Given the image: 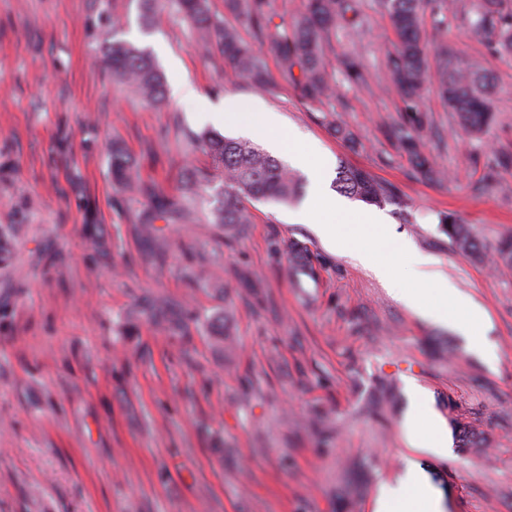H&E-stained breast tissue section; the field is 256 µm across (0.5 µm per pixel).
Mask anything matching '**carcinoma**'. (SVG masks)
Wrapping results in <instances>:
<instances>
[{"mask_svg":"<svg viewBox=\"0 0 512 512\" xmlns=\"http://www.w3.org/2000/svg\"><path fill=\"white\" fill-rule=\"evenodd\" d=\"M160 0H139L140 23L152 25ZM196 33L202 47L216 46L224 58V78L245 80L259 88H270L273 79L261 55L267 47L279 65L282 76L293 80L300 98L310 107L322 111L334 96L333 78L325 64V35L357 28L362 23L359 0H304L303 9L291 20L275 24L271 0H224V10L235 17L236 26H224V19L212 11L210 0H166ZM395 34L393 51L388 56L389 79L403 102V117L391 136L408 154L415 170L429 180L439 181V171L430 155L424 152L422 130L427 120L425 97L429 88L430 58L423 40L425 22L436 30H446L457 18V9L448 0H381ZM469 23L474 35L499 56L512 58V10L502 0H470ZM249 38H244L241 30ZM440 71L436 92L448 105L455 124L471 134H480L495 119L489 95L493 87L491 75L448 52L439 49ZM106 70L123 82L131 93L147 105L159 108L166 98L165 79L150 54L129 41H112L103 59ZM299 75H294V70ZM345 79L353 87L368 85L369 71L358 54L342 61ZM190 151L206 155L223 173L221 199L212 209L215 223L239 227L251 223L247 204L261 199L289 204L301 190V179L277 158L254 143L206 131L189 141ZM112 180L150 198V206L140 216L145 231L158 218L175 220L184 208L180 201L156 192L141 182L138 169L123 147L112 146ZM207 176L192 171L186 177L192 201L206 199ZM336 188L349 197L367 204L381 205L397 199L395 187L377 181L357 168H344L336 177ZM442 231L455 249L477 261L488 258L485 246L469 224L461 223L453 214L441 218ZM293 266H300L306 277L315 278L311 255L306 246L288 245ZM500 269H512V237L506 238L493 253ZM154 320L165 321L174 331L181 325L165 302L148 307ZM460 447L486 446L483 433L466 425L454 428Z\"/></svg>","mask_w":512,"mask_h":512,"instance_id":"cac0c4a2","label":"carcinoma"}]
</instances>
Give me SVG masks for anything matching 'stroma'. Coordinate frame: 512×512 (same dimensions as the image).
<instances>
[{
  "label": "stroma",
  "mask_w": 512,
  "mask_h": 512,
  "mask_svg": "<svg viewBox=\"0 0 512 512\" xmlns=\"http://www.w3.org/2000/svg\"><path fill=\"white\" fill-rule=\"evenodd\" d=\"M362 4L359 32L337 31L326 50L337 133L292 81L226 83L220 53L171 10L145 29L138 0H0V227L16 230L0 263V512H337L342 502L373 512L378 485L408 459L445 512H512V270L458 254L440 227L454 214L489 250L512 234V166L498 165L512 153V59L468 25L424 27L427 44L447 43L493 75L496 120L469 137L429 95L427 151L449 178L420 180L386 135L402 108L385 68L395 36L378 0ZM114 37L199 97L142 106L102 65ZM353 52L370 73L363 88L341 72ZM232 96L318 147L329 195L342 166L396 187L382 213L485 307L495 367L397 301L413 284L405 261L390 257L383 277L353 248L328 249L294 222V207L251 203L252 223L231 231L189 201L180 220L155 222V242L144 239L148 199L113 184V142L156 190L184 196L186 169L212 168L185 153L189 137L242 135L209 116ZM292 242L308 247L316 279H298ZM149 299L184 309L185 334L143 314ZM219 313L220 338L208 326ZM410 382L488 447L448 458L409 447Z\"/></svg>",
  "instance_id": "stroma-1"
}]
</instances>
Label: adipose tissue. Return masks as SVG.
<instances>
[{
  "mask_svg": "<svg viewBox=\"0 0 512 512\" xmlns=\"http://www.w3.org/2000/svg\"><path fill=\"white\" fill-rule=\"evenodd\" d=\"M314 204L298 213L297 219L312 225L325 242L342 247L359 235L374 237L383 248L396 252L411 266L418 288L401 291L400 301L417 317L451 326L468 340L470 351L486 365L498 356L483 336L489 321L486 309L461 292L440 269L439 259L416 250L412 242L397 235L385 215L377 211H357L326 195L321 178L313 180ZM403 429L410 447L447 456L451 431L434 408L430 393L411 385ZM374 512H443L440 496L430 486L418 465L410 463L395 483L383 485L374 501Z\"/></svg>",
  "mask_w": 512,
  "mask_h": 512,
  "instance_id": "adipose-tissue-1",
  "label": "adipose tissue"
}]
</instances>
